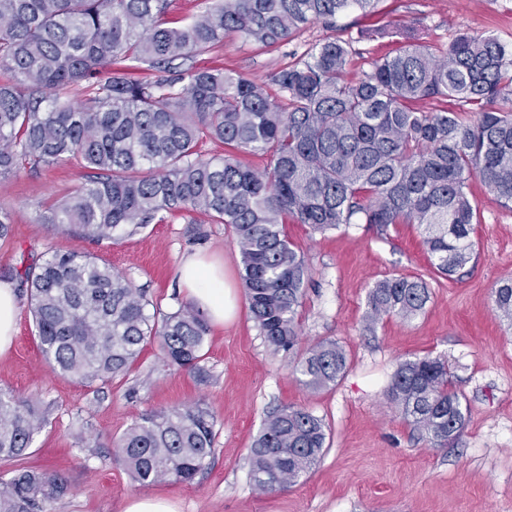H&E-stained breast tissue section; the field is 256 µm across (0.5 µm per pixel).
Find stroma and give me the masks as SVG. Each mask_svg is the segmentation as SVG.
<instances>
[{
  "label": "stroma",
  "instance_id": "1",
  "mask_svg": "<svg viewBox=\"0 0 512 512\" xmlns=\"http://www.w3.org/2000/svg\"><path fill=\"white\" fill-rule=\"evenodd\" d=\"M346 37L359 39L363 57L349 75L368 69L405 40L444 44L459 32L494 35L512 46V0H377L371 14L338 16ZM322 25L264 49L237 36L194 57L197 66L264 79L296 62L326 37ZM88 172L74 160L0 178V208L11 231L0 239V275L48 249L96 256L145 291L147 313L163 317L189 303L178 281L182 258L199 251L223 265L236 313L210 325L203 361L207 382L166 366L148 344L130 373L96 393L54 372L35 336L25 287H17L16 332L0 358V389L50 404L44 428L22 462L0 460V480L17 466L64 476L70 491L51 512H124L144 497L169 501L176 512H512V322L496 311L493 292L512 278V207L471 179L467 193L482 218L471 261L453 278L435 273L423 232L413 224H356L325 233L288 223L285 232L310 271L299 315V350L336 342L347 371L336 385L302 386L291 353L268 347L248 312L239 276L241 253L231 228L181 212L117 243H97L42 221L61 197L81 187ZM392 276L423 277L430 298L411 319L396 315L368 325V295ZM430 355L445 360L462 396L465 423L445 448L425 436L391 404L385 390L399 362ZM137 387L136 398L126 395ZM200 401L217 418L214 453L193 483L142 486L110 459L83 447L106 446L140 416ZM305 408L323 417L329 446L321 461L287 490L258 494L249 480L250 448L270 412Z\"/></svg>",
  "mask_w": 512,
  "mask_h": 512
}]
</instances>
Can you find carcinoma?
<instances>
[{"instance_id":"cac0c4a2","label":"carcinoma","mask_w":512,"mask_h":512,"mask_svg":"<svg viewBox=\"0 0 512 512\" xmlns=\"http://www.w3.org/2000/svg\"><path fill=\"white\" fill-rule=\"evenodd\" d=\"M376 2L204 0L190 22L169 26L168 0H0V70L11 74L0 83V178L79 160L90 171L86 183L44 223L98 242L180 211L230 225L250 315L269 345L291 353L310 272L283 230L287 219L320 232L418 224L432 265L451 276L471 261L480 223L469 180L512 204V47L491 35L406 44L352 79L347 67L362 52L329 36L271 76L279 97L265 82L188 64L229 34L275 47ZM106 67L109 76L99 77ZM73 86L83 87L82 99L61 101ZM423 100L431 107H414ZM204 136L223 142L224 156L203 158ZM243 150L268 156L269 167L242 164ZM16 276L54 370L87 387L107 383L126 377L156 340L167 364L209 378L201 365L208 324L193 305L157 320L141 289L73 251H53ZM428 300L420 277L384 279L369 294L368 319L412 318ZM494 305L512 321V279L495 288ZM296 368L319 389L344 375L347 358L337 343L320 342ZM388 398L435 447H447L464 425L440 358L402 361ZM45 423L32 399L0 390V459L25 456ZM216 426L199 401L150 411L107 454L140 485L191 483L213 454ZM326 430L303 408L272 411L250 448L253 489L270 494L297 482L322 458ZM68 492L64 477L22 467L0 481V512H49Z\"/></svg>"}]
</instances>
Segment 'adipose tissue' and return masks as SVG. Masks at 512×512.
<instances>
[{
  "instance_id": "1",
  "label": "adipose tissue",
  "mask_w": 512,
  "mask_h": 512,
  "mask_svg": "<svg viewBox=\"0 0 512 512\" xmlns=\"http://www.w3.org/2000/svg\"><path fill=\"white\" fill-rule=\"evenodd\" d=\"M179 281L188 295L207 310L213 322L223 323L231 313L234 304L224 285V275L217 267L206 262L202 254L184 257L179 268Z\"/></svg>"
}]
</instances>
